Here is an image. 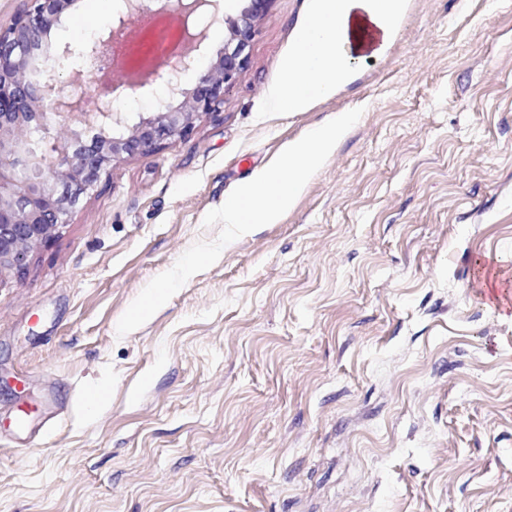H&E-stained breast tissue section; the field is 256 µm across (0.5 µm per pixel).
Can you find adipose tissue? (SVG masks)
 <instances>
[{"instance_id":"1","label":"adipose tissue","mask_w":512,"mask_h":512,"mask_svg":"<svg viewBox=\"0 0 512 512\" xmlns=\"http://www.w3.org/2000/svg\"><path fill=\"white\" fill-rule=\"evenodd\" d=\"M406 0H317L313 17L298 34L279 87L271 101L277 112H294L315 97L332 96L363 61L353 37L359 23L370 22L382 34L369 54L382 53L404 12Z\"/></svg>"}]
</instances>
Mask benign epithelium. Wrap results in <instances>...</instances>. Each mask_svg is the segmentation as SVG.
Instances as JSON below:
<instances>
[{
	"label": "benign epithelium",
	"instance_id": "benign-epithelium-1",
	"mask_svg": "<svg viewBox=\"0 0 512 512\" xmlns=\"http://www.w3.org/2000/svg\"><path fill=\"white\" fill-rule=\"evenodd\" d=\"M26 7L0 26V284L24 274L31 253L50 242L68 223L81 199L95 192L112 163L152 153L189 136L196 121L217 112L247 62L244 51L254 17L268 0H249L241 21L233 23L224 53L203 65L191 90L181 88L183 73L200 66L196 55L176 57L164 73L179 105L158 103L153 118L129 124L125 113L100 103L90 107L63 93L55 73L60 61L77 58L73 73L106 86L102 74L115 61V48L130 40L123 14L111 28L78 50L45 42L74 0H25ZM137 13L149 16L171 11L183 18L180 39H198L190 18L210 0H131ZM97 127L98 141L85 146L78 133Z\"/></svg>",
	"mask_w": 512,
	"mask_h": 512
}]
</instances>
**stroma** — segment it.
I'll use <instances>...</instances> for the list:
<instances>
[{
    "mask_svg": "<svg viewBox=\"0 0 512 512\" xmlns=\"http://www.w3.org/2000/svg\"><path fill=\"white\" fill-rule=\"evenodd\" d=\"M314 6L271 0L219 113L115 162L0 284V512H512V312L487 295L512 281V0H408L334 96L271 111ZM124 13L75 0L49 40ZM164 94L105 103L135 122ZM358 107L278 223L118 336L209 211Z\"/></svg>",
    "mask_w": 512,
    "mask_h": 512,
    "instance_id": "obj_1",
    "label": "stroma"
}]
</instances>
